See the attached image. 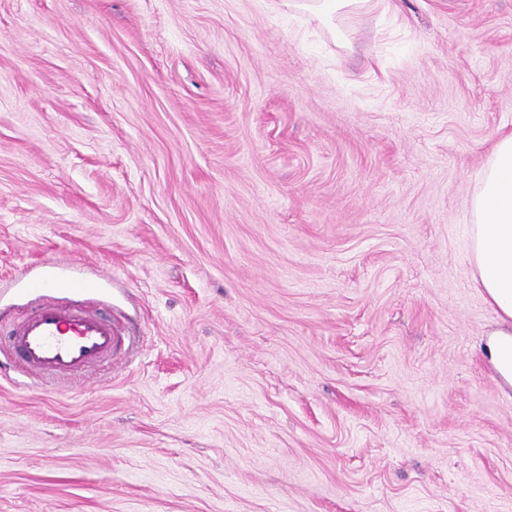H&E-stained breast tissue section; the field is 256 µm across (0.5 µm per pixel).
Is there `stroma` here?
<instances>
[{
  "label": "stroma",
  "instance_id": "35a3bbf8",
  "mask_svg": "<svg viewBox=\"0 0 512 512\" xmlns=\"http://www.w3.org/2000/svg\"><path fill=\"white\" fill-rule=\"evenodd\" d=\"M343 49L278 0H0V323L88 278L134 342L0 370V512H512L468 208L512 0Z\"/></svg>",
  "mask_w": 512,
  "mask_h": 512
}]
</instances>
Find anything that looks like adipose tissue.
I'll return each instance as SVG.
<instances>
[{"label":"adipose tissue","mask_w":512,"mask_h":512,"mask_svg":"<svg viewBox=\"0 0 512 512\" xmlns=\"http://www.w3.org/2000/svg\"><path fill=\"white\" fill-rule=\"evenodd\" d=\"M280 6L288 14L316 18L343 44V21L371 8L372 0H280ZM470 211L474 285L498 316L484 356L504 383L512 385V132L493 142L476 175Z\"/></svg>","instance_id":"obj_1"}]
</instances>
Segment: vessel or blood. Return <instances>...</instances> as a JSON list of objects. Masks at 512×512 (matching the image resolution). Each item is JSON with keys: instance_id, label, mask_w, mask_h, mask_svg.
Segmentation results:
<instances>
[{"instance_id": "obj_1", "label": "vessel or blood", "mask_w": 512, "mask_h": 512, "mask_svg": "<svg viewBox=\"0 0 512 512\" xmlns=\"http://www.w3.org/2000/svg\"><path fill=\"white\" fill-rule=\"evenodd\" d=\"M91 282L71 283L69 301H44L7 332L0 333V353L25 368L28 376L72 377L112 361L122 338L111 317L84 307L81 294Z\"/></svg>"}]
</instances>
